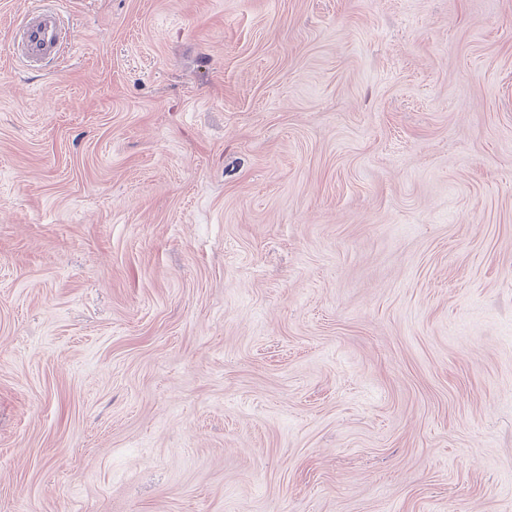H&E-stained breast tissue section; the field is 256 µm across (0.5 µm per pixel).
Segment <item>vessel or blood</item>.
Returning a JSON list of instances; mask_svg holds the SVG:
<instances>
[{"mask_svg": "<svg viewBox=\"0 0 512 512\" xmlns=\"http://www.w3.org/2000/svg\"><path fill=\"white\" fill-rule=\"evenodd\" d=\"M72 34L53 0L26 14L16 27L11 53L26 66L33 67L60 59L70 44Z\"/></svg>", "mask_w": 512, "mask_h": 512, "instance_id": "vessel-or-blood-1", "label": "vessel or blood"}]
</instances>
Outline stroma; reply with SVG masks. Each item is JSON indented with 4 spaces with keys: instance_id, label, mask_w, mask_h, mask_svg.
I'll return each mask as SVG.
<instances>
[{
    "instance_id": "35a3bbf8",
    "label": "stroma",
    "mask_w": 512,
    "mask_h": 512,
    "mask_svg": "<svg viewBox=\"0 0 512 512\" xmlns=\"http://www.w3.org/2000/svg\"><path fill=\"white\" fill-rule=\"evenodd\" d=\"M0 0V512H512V0ZM54 2L48 0L38 10L26 14L16 27L10 50L26 66L59 60L71 43V30L65 25L61 10Z\"/></svg>"
}]
</instances>
